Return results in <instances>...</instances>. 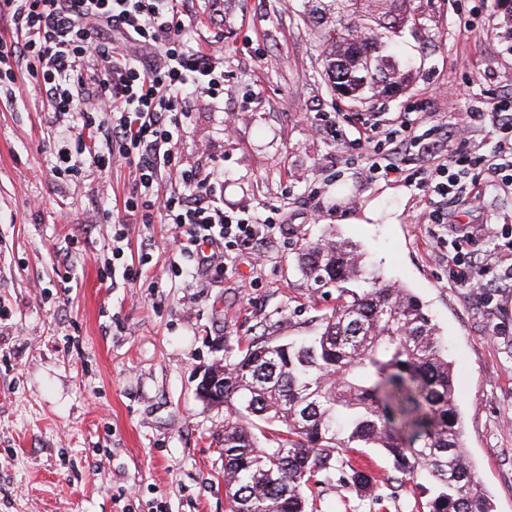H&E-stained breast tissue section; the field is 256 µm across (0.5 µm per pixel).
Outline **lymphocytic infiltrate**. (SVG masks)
I'll list each match as a JSON object with an SVG mask.
<instances>
[{
  "label": "lymphocytic infiltrate",
  "instance_id": "obj_1",
  "mask_svg": "<svg viewBox=\"0 0 512 512\" xmlns=\"http://www.w3.org/2000/svg\"><path fill=\"white\" fill-rule=\"evenodd\" d=\"M187 15L188 0H0L12 31L0 38V94L29 77L44 109L67 118L53 147L56 172L78 171L82 158L100 171L125 161L133 170L125 223L170 225L177 256L205 277L223 271L225 250L261 257L281 218L226 211L223 169L176 160L193 97L224 99V49L193 41ZM488 110L503 139L512 136V101ZM503 139L487 156L438 158L425 181L431 194L452 205L486 176L512 188V146Z\"/></svg>",
  "mask_w": 512,
  "mask_h": 512
}]
</instances>
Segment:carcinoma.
Wrapping results in <instances>:
<instances>
[{
  "mask_svg": "<svg viewBox=\"0 0 512 512\" xmlns=\"http://www.w3.org/2000/svg\"><path fill=\"white\" fill-rule=\"evenodd\" d=\"M307 2L324 71L346 97L411 72L395 46L411 0ZM295 260L310 287L341 295L363 270L362 253L345 241L304 243ZM212 369L224 379L229 512H308L333 462L360 448L385 455L401 488L425 479L428 512H493L463 448L445 341L411 290L373 276L311 341H260ZM345 465L346 485L372 495V469Z\"/></svg>",
  "mask_w": 512,
  "mask_h": 512,
  "instance_id": "obj_1",
  "label": "carcinoma"
}]
</instances>
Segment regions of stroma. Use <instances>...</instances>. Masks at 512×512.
<instances>
[{
    "mask_svg": "<svg viewBox=\"0 0 512 512\" xmlns=\"http://www.w3.org/2000/svg\"><path fill=\"white\" fill-rule=\"evenodd\" d=\"M414 0L415 27L400 40L414 59L406 86L351 101L324 75L304 0H197L196 38L224 47V101L194 99L177 145L187 167L224 168V207L283 222L266 260L224 256L223 275L177 274L166 224H131L112 256L114 216L132 191L125 162L105 171L54 174L62 127L22 80L0 99V512H227L224 411L196 396L199 372L248 344L315 335L337 304L314 291L295 253L334 235L358 244L368 269L412 290L448 340L465 449L494 512H512V279L503 266L474 270L478 288L451 276L460 235L488 250L487 224L512 231V189L463 198L444 224L422 223L428 201L410 181L433 164L417 151L390 154L399 114L422 129L448 122V96H512V48L498 31L504 0ZM347 134L377 126L394 171L369 178L356 149L314 135V113ZM152 261L139 266L142 250ZM141 267L127 283L102 272ZM420 489L382 501L340 477L314 491V512H426Z\"/></svg>",
    "mask_w": 512,
    "mask_h": 512,
    "instance_id": "obj_1",
    "label": "stroma"
}]
</instances>
